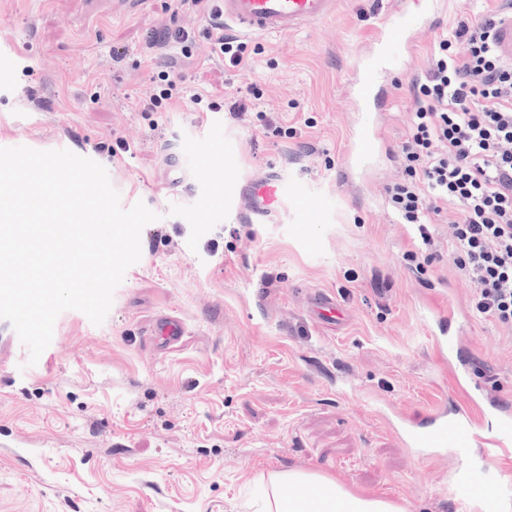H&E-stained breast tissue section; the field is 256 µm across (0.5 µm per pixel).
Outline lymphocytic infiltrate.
<instances>
[{
    "label": "lymphocytic infiltrate",
    "instance_id": "f902f5d3",
    "mask_svg": "<svg viewBox=\"0 0 512 512\" xmlns=\"http://www.w3.org/2000/svg\"><path fill=\"white\" fill-rule=\"evenodd\" d=\"M468 46L465 55L451 47ZM405 178L390 190L401 223L446 214L452 263L475 285L476 310L512 328V65L495 49L492 20H458L415 80Z\"/></svg>",
    "mask_w": 512,
    "mask_h": 512
}]
</instances>
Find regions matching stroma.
I'll use <instances>...</instances> for the list:
<instances>
[{
  "label": "stroma",
  "instance_id": "obj_1",
  "mask_svg": "<svg viewBox=\"0 0 512 512\" xmlns=\"http://www.w3.org/2000/svg\"><path fill=\"white\" fill-rule=\"evenodd\" d=\"M498 6L441 0L366 112L349 81L394 0H346L321 25L247 37L242 71L212 60L204 11L177 0H0V148L95 159L123 208L158 215L101 325L60 313L33 364L0 319V512H244L258 478L288 468L407 512H488L484 496L452 498L457 470L487 487L512 472L409 447L403 421L469 394L512 407V329L472 309L475 286L432 214L440 250L420 258L387 189L403 177L412 79L460 17ZM167 27L184 28L186 45L152 46ZM177 65L172 98L141 111ZM366 124L380 138L350 185L347 144ZM271 172L305 197L259 221L229 205ZM313 292L335 299V319L311 310ZM166 316L183 326L170 343L155 337ZM452 320L463 333L447 368L433 335Z\"/></svg>",
  "mask_w": 512,
  "mask_h": 512
}]
</instances>
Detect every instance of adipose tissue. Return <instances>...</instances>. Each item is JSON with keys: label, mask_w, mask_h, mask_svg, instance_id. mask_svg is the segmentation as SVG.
Segmentation results:
<instances>
[{"label": "adipose tissue", "mask_w": 512, "mask_h": 512, "mask_svg": "<svg viewBox=\"0 0 512 512\" xmlns=\"http://www.w3.org/2000/svg\"><path fill=\"white\" fill-rule=\"evenodd\" d=\"M255 512H403L396 502L349 490L313 471H275L262 479Z\"/></svg>", "instance_id": "ef3b65f1"}]
</instances>
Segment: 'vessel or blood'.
<instances>
[{"label":"vessel or blood","instance_id":"vessel-or-blood-1","mask_svg":"<svg viewBox=\"0 0 512 512\" xmlns=\"http://www.w3.org/2000/svg\"><path fill=\"white\" fill-rule=\"evenodd\" d=\"M339 0H214L219 21L231 23L248 35H287L302 28L329 20ZM438 8V0H400L393 12L384 17L375 55L361 59L354 81L355 94L361 102L373 99L380 88L378 74L383 59L399 60L409 45L407 34L412 24L427 29ZM495 47L503 60L512 64V10L498 13L494 22ZM374 148L373 137L360 129L347 158L352 167H362ZM291 193L287 183L277 175L248 182L235 195L240 209L256 218L275 214ZM468 410H458L455 417L437 413L427 423L407 430V439L415 448H478L487 466L512 459V412L496 411L484 426L470 421ZM481 490L472 472H460L451 486L460 501H468Z\"/></svg>","mask_w":512,"mask_h":512}]
</instances>
